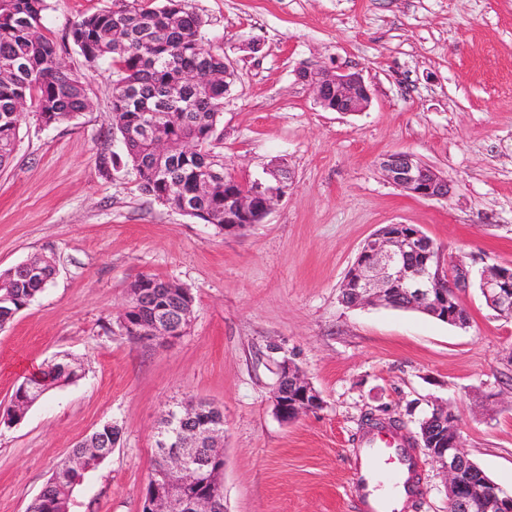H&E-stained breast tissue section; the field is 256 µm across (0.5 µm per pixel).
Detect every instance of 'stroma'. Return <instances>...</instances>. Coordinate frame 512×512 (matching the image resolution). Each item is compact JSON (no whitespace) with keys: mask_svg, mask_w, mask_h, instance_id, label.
Masks as SVG:
<instances>
[{"mask_svg":"<svg viewBox=\"0 0 512 512\" xmlns=\"http://www.w3.org/2000/svg\"><path fill=\"white\" fill-rule=\"evenodd\" d=\"M48 35L91 102L45 127L24 116L0 168V271L54 258L53 281L0 330V405L49 362L79 380L0 423V512H26L71 448L106 422L121 436L85 473L68 512H141L162 414L190 400L224 412L228 512H360L356 461L366 413L403 432L437 402L461 420L464 451L512 494V321L470 286L469 325L384 306L348 308L341 285L364 241L412 224L478 272L512 266V0H187L206 47L233 61L216 151L241 182L283 170L288 195L236 234L144 194L121 153L107 63L89 64L74 23L110 0H48ZM362 71L365 111L327 112L299 82L302 65ZM414 153L449 183L445 199L407 195L383 155ZM152 274L188 288L191 327L147 345L119 317L128 287ZM323 405L292 422L275 413L282 362ZM417 489L404 512H448L444 479L415 449Z\"/></svg>","mask_w":512,"mask_h":512,"instance_id":"obj_1","label":"stroma"}]
</instances>
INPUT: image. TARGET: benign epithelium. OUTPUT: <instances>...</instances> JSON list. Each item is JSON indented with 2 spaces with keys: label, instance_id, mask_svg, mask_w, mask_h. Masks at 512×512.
I'll use <instances>...</instances> for the list:
<instances>
[{
  "label": "benign epithelium",
  "instance_id": "1",
  "mask_svg": "<svg viewBox=\"0 0 512 512\" xmlns=\"http://www.w3.org/2000/svg\"><path fill=\"white\" fill-rule=\"evenodd\" d=\"M297 78L311 89L315 102L326 110L353 114L369 104L371 93L362 74L345 67L303 66ZM380 168L389 183L419 198L448 197L449 186L433 168L410 152H395L381 158ZM281 187L279 193L264 195L263 207L255 206L254 196L234 198L233 213L219 226L224 233H238L259 224L283 199L286 174L271 172ZM472 271L465 265L445 261L443 250L415 226L385 224L362 245L355 263L348 270L341 301L348 307L402 304L441 317L450 325L465 327L468 313L460 305V292L470 287ZM159 283L145 275L129 285L128 303L120 316L124 332L149 344H165L181 337L192 318V299L184 301L176 314L157 309L148 324L130 322L131 307L147 298ZM479 288L487 305L506 321L512 320V267L488 264L479 273ZM274 408L285 421H294L322 405L319 392L288 362L280 367L273 394ZM204 401L195 400L162 417L157 428L156 447L162 449V468L185 476L208 474L207 449L221 446L224 430L219 425H199L197 416ZM421 442L426 454L438 464L445 477L448 502L454 512H512V495L485 478L470 476L472 461L462 448L460 423L448 403L441 402L423 424ZM147 512H225L223 496L212 494L188 498L167 489H154L147 501Z\"/></svg>",
  "mask_w": 512,
  "mask_h": 512
}]
</instances>
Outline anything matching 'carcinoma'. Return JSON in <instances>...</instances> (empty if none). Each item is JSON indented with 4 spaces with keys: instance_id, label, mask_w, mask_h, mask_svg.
Listing matches in <instances>:
<instances>
[{
    "instance_id": "cac0c4a2",
    "label": "carcinoma",
    "mask_w": 512,
    "mask_h": 512,
    "mask_svg": "<svg viewBox=\"0 0 512 512\" xmlns=\"http://www.w3.org/2000/svg\"><path fill=\"white\" fill-rule=\"evenodd\" d=\"M47 0H0V166L12 157L19 139V110L26 108L44 126L71 120L90 107L83 83L61 72L55 43L44 33ZM204 21L187 8L185 0H112V4L86 15L72 27L73 43L89 62L110 61L118 79L112 91L111 112L122 137L124 155L101 156L102 171L119 163L135 173L140 189L178 209L185 199L194 202L192 217L204 224L224 223V198L255 193V182L242 184L224 173V163L213 151L224 98L233 79L224 77V56L201 45ZM201 70L204 79L189 83L184 74ZM148 125L154 138L168 142L171 152L163 160L152 159L151 143L140 138ZM191 138L199 150L191 155L177 151L179 143ZM207 184L198 193L200 183ZM56 274L48 258L35 272L15 266L0 273L8 288L0 291V330L42 292ZM182 301L178 288H156L148 305L134 309L128 317L146 319L161 307L175 308ZM81 366L67 358L58 359L42 371L43 382L20 383L11 399L40 398L54 386L76 381ZM118 427L106 423L87 436L71 453L99 465L96 449L103 458L112 454V437ZM152 476L159 487L178 485L188 496L224 491L207 477L188 481L154 465ZM76 473L59 467L39 496L29 504L30 512H68Z\"/></svg>"
}]
</instances>
